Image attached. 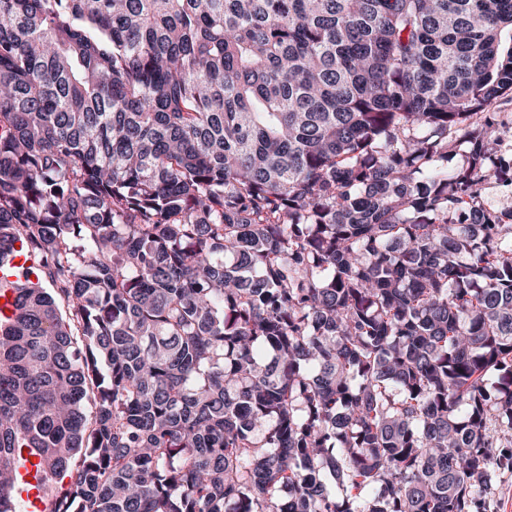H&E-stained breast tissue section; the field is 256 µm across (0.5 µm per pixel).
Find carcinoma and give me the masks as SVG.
<instances>
[{"mask_svg":"<svg viewBox=\"0 0 512 512\" xmlns=\"http://www.w3.org/2000/svg\"><path fill=\"white\" fill-rule=\"evenodd\" d=\"M508 39L512 0H0V263L68 307L0 320V512L24 448L52 512H486ZM512 95H505L500 98L494 107V112H502V122L497 127L498 140L494 146V155L496 149L501 147L504 150L507 147L512 148ZM481 199L485 201L486 206L495 211L512 210V187L502 186L498 183H492L486 186L482 192Z\"/></svg>","mask_w":512,"mask_h":512,"instance_id":"obj_1","label":"carcinoma"}]
</instances>
